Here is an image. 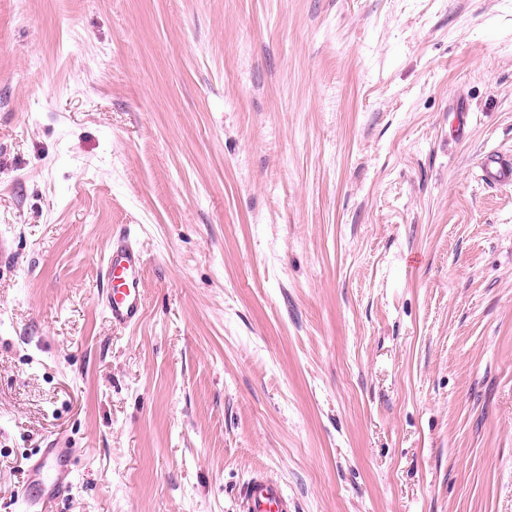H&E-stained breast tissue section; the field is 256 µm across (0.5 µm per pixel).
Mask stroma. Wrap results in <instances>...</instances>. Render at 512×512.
Instances as JSON below:
<instances>
[{
	"label": "stroma",
	"instance_id": "stroma-1",
	"mask_svg": "<svg viewBox=\"0 0 512 512\" xmlns=\"http://www.w3.org/2000/svg\"><path fill=\"white\" fill-rule=\"evenodd\" d=\"M488 152L512 0H0V512L44 448L43 512H512ZM146 259L129 233L112 237L101 264V305L113 327L133 328L143 318V272ZM69 453L67 448H45L42 456L29 468L22 491L29 507L43 509L45 499L68 484ZM243 499V512H291L293 506L283 486L264 474L250 479Z\"/></svg>",
	"mask_w": 512,
	"mask_h": 512
}]
</instances>
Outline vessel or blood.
I'll return each mask as SVG.
<instances>
[{
	"label": "vessel or blood",
	"mask_w": 512,
	"mask_h": 512,
	"mask_svg": "<svg viewBox=\"0 0 512 512\" xmlns=\"http://www.w3.org/2000/svg\"><path fill=\"white\" fill-rule=\"evenodd\" d=\"M480 169L486 184L512 183V161L499 154H485ZM145 263L143 251L129 234H120L110 241L101 264V305L113 326L132 328L141 322L145 311L142 284ZM68 460V449L48 448L29 468L22 491L29 507L37 512L46 498L68 484ZM292 506L283 486L267 475H255L245 487L243 512H291Z\"/></svg>",
	"instance_id": "vessel-or-blood-1"
}]
</instances>
